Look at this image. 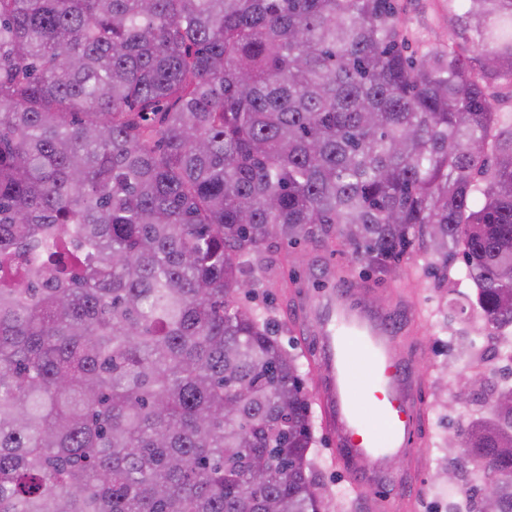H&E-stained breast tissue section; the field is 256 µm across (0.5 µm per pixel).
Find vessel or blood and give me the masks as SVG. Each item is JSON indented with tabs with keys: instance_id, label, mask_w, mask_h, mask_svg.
I'll return each instance as SVG.
<instances>
[{
	"instance_id": "b4317fda",
	"label": "vessel or blood",
	"mask_w": 512,
	"mask_h": 512,
	"mask_svg": "<svg viewBox=\"0 0 512 512\" xmlns=\"http://www.w3.org/2000/svg\"><path fill=\"white\" fill-rule=\"evenodd\" d=\"M295 321L316 339L324 427L337 461L356 466V489L377 492L398 481L392 464L420 455L424 411L419 376L398 349L392 314L356 304L349 289L305 290Z\"/></svg>"
}]
</instances>
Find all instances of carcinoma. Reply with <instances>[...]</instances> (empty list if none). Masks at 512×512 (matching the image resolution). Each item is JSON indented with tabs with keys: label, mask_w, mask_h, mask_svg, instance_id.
Returning <instances> with one entry per match:
<instances>
[{
	"label": "carcinoma",
	"mask_w": 512,
	"mask_h": 512,
	"mask_svg": "<svg viewBox=\"0 0 512 512\" xmlns=\"http://www.w3.org/2000/svg\"><path fill=\"white\" fill-rule=\"evenodd\" d=\"M0 0V512H322L270 239L418 250L512 330V0ZM456 435L512 512V386ZM264 465L259 481L252 467ZM409 34L408 52L419 46L416 38L430 43L448 42L453 32V13L448 0H400Z\"/></svg>",
	"instance_id": "cac0c4a2"
}]
</instances>
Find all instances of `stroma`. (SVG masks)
<instances>
[{
  "mask_svg": "<svg viewBox=\"0 0 512 512\" xmlns=\"http://www.w3.org/2000/svg\"><path fill=\"white\" fill-rule=\"evenodd\" d=\"M400 4L411 38L410 49H417L422 40L447 42L453 31L448 0H400ZM265 254L275 262L281 285L271 288L265 281H257L243 301L264 311L280 345L298 355L309 392H316L319 387L310 338L291 330L285 311L286 304L293 300L292 287L299 276H307L315 286H323L325 270L332 264L344 270L346 283L355 288V297L371 292L389 304L399 297L409 302L411 317L405 322L406 330L399 344L423 373L419 399L427 420L422 431L423 456L414 476L417 490L401 512H467L466 484L480 482L482 476L474 471L465 481L454 474L446 441L470 421L490 417L491 399L459 398L460 379L472 371L473 356L480 355L485 359L484 369L491 382L504 384L512 376V365L496 358L495 352L505 344V337L490 335L481 315L469 308L467 289L430 276L412 278L408 274L409 261L401 262L400 276L389 279L367 270L348 248L339 245L326 249L273 240ZM314 435L308 459L325 512H369L365 499L352 491L345 469L333 462L323 427H316Z\"/></svg>",
  "mask_w": 512,
  "mask_h": 512,
  "instance_id": "obj_1",
  "label": "stroma"
}]
</instances>
